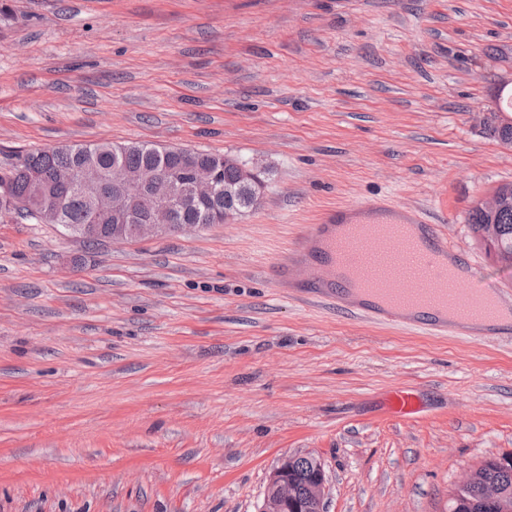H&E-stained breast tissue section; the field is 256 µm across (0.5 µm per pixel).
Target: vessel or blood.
Listing matches in <instances>:
<instances>
[{"label": "vessel or blood", "mask_w": 512, "mask_h": 512, "mask_svg": "<svg viewBox=\"0 0 512 512\" xmlns=\"http://www.w3.org/2000/svg\"><path fill=\"white\" fill-rule=\"evenodd\" d=\"M415 244L426 256V289L398 270L400 249ZM449 252L440 227L412 209L388 199L339 204L277 257L274 285L405 329L436 335L479 332L489 339L503 335L500 319L512 294L482 284L474 270L451 277ZM451 305L456 308L452 319L443 314ZM384 407L399 418L421 411L418 396L403 389L391 391Z\"/></svg>", "instance_id": "vessel-or-blood-1"}]
</instances>
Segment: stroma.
<instances>
[{
  "mask_svg": "<svg viewBox=\"0 0 512 512\" xmlns=\"http://www.w3.org/2000/svg\"><path fill=\"white\" fill-rule=\"evenodd\" d=\"M512 75V0H0V173L149 142L254 160L232 224L86 248L0 218V512H258L287 454L327 512H448L512 453V338L428 336L301 303L278 250L390 195L512 292L468 224L512 182L474 115ZM422 410L385 414L395 388Z\"/></svg>",
  "mask_w": 512,
  "mask_h": 512,
  "instance_id": "obj_1",
  "label": "stroma"
}]
</instances>
